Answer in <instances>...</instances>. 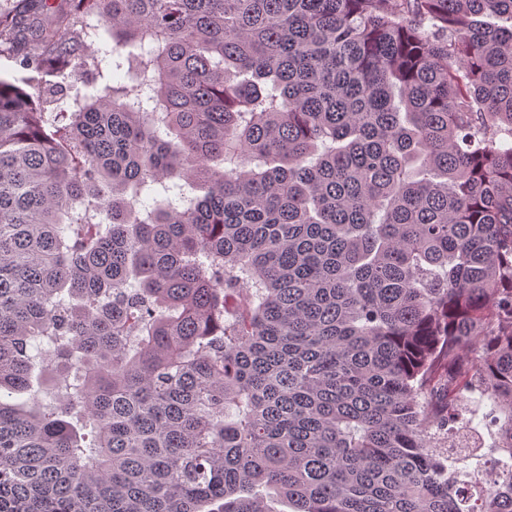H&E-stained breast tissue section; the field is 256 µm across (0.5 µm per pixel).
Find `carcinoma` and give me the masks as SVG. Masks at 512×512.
Returning a JSON list of instances; mask_svg holds the SVG:
<instances>
[{"label":"carcinoma","instance_id":"carcinoma-1","mask_svg":"<svg viewBox=\"0 0 512 512\" xmlns=\"http://www.w3.org/2000/svg\"><path fill=\"white\" fill-rule=\"evenodd\" d=\"M0 56V512H512V0H20Z\"/></svg>","mask_w":512,"mask_h":512}]
</instances>
